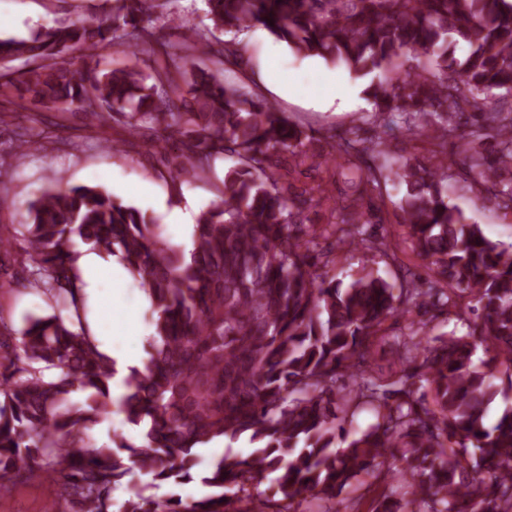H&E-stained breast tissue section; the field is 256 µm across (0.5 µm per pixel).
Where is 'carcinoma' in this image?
I'll return each instance as SVG.
<instances>
[{"label":"carcinoma","instance_id":"1","mask_svg":"<svg viewBox=\"0 0 512 512\" xmlns=\"http://www.w3.org/2000/svg\"><path fill=\"white\" fill-rule=\"evenodd\" d=\"M90 20L33 38L0 40V124L39 106L82 113L128 133L159 127L174 142L175 181L203 178L219 160V201L202 210L190 252L161 225L96 186H63L30 202L24 223L0 227V261L27 270L16 281L59 308L15 329L0 316V495L44 473L68 512H336L355 485L383 490L369 512H512V405L495 423L487 408L512 398V244L488 238L448 201V140L483 198L512 210V0H205L212 26L171 17L177 43L149 27L173 0H104ZM261 27L299 57L342 63L370 78L373 125L386 115L428 138L429 165L401 163L356 136L331 146L348 192L332 220L302 223L322 187L297 192L287 162L307 158L309 135L237 76L241 42L210 38ZM466 54L456 56L458 45ZM144 55L150 71L101 69L107 47ZM21 59L25 68L8 63ZM20 155L43 132H14ZM401 193L414 274L363 220L362 206ZM375 252L403 272L399 284L364 267L349 284L330 275L333 249ZM120 254L148 293L154 334L144 369L113 397L112 360L85 318L79 246ZM473 315L464 335L431 336L413 314ZM404 317L396 368L369 370L384 323ZM488 355L480 369L477 346ZM361 408L375 423L346 427ZM140 427V443L90 431L112 417ZM245 435L246 454L199 469V450ZM150 484L195 480L212 492L162 499L137 493L114 509L131 469ZM271 480L274 493L259 486Z\"/></svg>","mask_w":512,"mask_h":512}]
</instances>
